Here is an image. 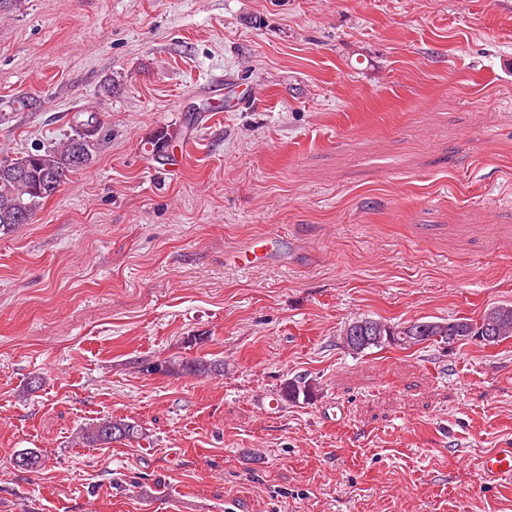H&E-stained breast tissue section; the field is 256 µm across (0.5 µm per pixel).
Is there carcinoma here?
<instances>
[{
  "mask_svg": "<svg viewBox=\"0 0 512 512\" xmlns=\"http://www.w3.org/2000/svg\"><path fill=\"white\" fill-rule=\"evenodd\" d=\"M100 124L96 113L77 111L72 116L71 133L59 143H51L28 152L10 162L18 166L19 176L0 173V232L6 233L17 224H28L36 211L52 197L69 176L88 168V164L77 162L78 155L92 156L98 145ZM181 135L175 127L158 131L147 140L148 153L155 161L167 164L172 160L169 153L171 144ZM361 324L354 325L347 332L349 336H361L363 348L354 349L360 354L373 348L397 345L396 336L402 333L400 327L391 326L370 317L359 318ZM454 328L460 336H472L475 331L492 326L496 345L512 337V306L493 307L479 320L456 318ZM424 327L423 333L431 342L439 343L448 335V321H421L415 327ZM165 373H188L196 376L224 374V363L208 362L202 359L163 361ZM314 390L313 382L304 377L291 379L280 388L279 397L285 405L299 401L309 402ZM138 426L124 419H105L82 429L79 442L87 445H107L119 440L138 438Z\"/></svg>",
  "mask_w": 512,
  "mask_h": 512,
  "instance_id": "cac0c4a2",
  "label": "carcinoma"
}]
</instances>
